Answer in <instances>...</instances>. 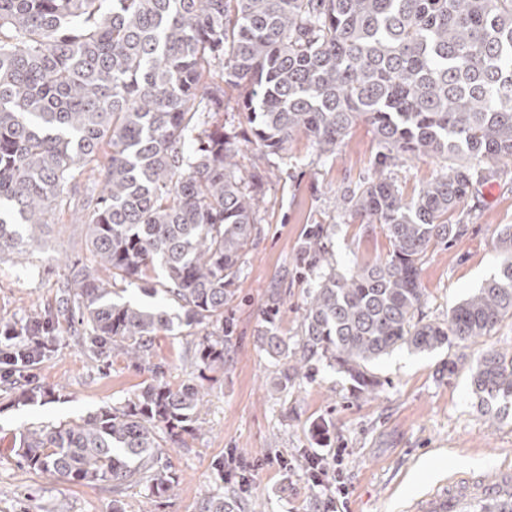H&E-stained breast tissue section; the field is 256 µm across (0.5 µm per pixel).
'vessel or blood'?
I'll list each match as a JSON object with an SVG mask.
<instances>
[{
	"label": "vessel or blood",
	"instance_id": "obj_1",
	"mask_svg": "<svg viewBox=\"0 0 512 512\" xmlns=\"http://www.w3.org/2000/svg\"><path fill=\"white\" fill-rule=\"evenodd\" d=\"M410 512H512V465L492 475L456 473L413 502Z\"/></svg>",
	"mask_w": 512,
	"mask_h": 512
}]
</instances>
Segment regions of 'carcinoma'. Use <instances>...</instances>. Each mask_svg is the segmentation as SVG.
<instances>
[{
  "mask_svg": "<svg viewBox=\"0 0 512 512\" xmlns=\"http://www.w3.org/2000/svg\"><path fill=\"white\" fill-rule=\"evenodd\" d=\"M241 86L248 142L279 154L296 135L332 152L359 121L384 153L440 158L407 198L389 177L353 193V211L383 225L384 258L336 271L314 225L299 261L321 266L293 349L277 335L276 299L260 338L286 360V390L325 361L361 391L367 365L405 345L430 352L489 336L512 317V260L443 320L426 321L420 267L430 245L464 225L451 214L512 161V0H0V255H22L71 207L80 181L89 256L60 285L54 318L5 327L29 338L77 320L88 347L145 360L160 332L205 334L198 379L148 385L120 407L30 426L24 464L85 483L176 480L164 448L199 430L206 372L224 368V306L255 230L262 177L242 175L236 130L209 124L222 84ZM161 269L162 276L156 275ZM120 283L177 308L112 298ZM483 402L512 399V351L466 358Z\"/></svg>",
  "mask_w": 512,
  "mask_h": 512,
  "instance_id": "obj_1",
  "label": "carcinoma"
}]
</instances>
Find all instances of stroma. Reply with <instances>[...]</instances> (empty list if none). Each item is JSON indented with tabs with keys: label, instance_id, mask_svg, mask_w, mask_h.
<instances>
[{
	"label": "stroma",
	"instance_id": "1",
	"mask_svg": "<svg viewBox=\"0 0 512 512\" xmlns=\"http://www.w3.org/2000/svg\"><path fill=\"white\" fill-rule=\"evenodd\" d=\"M372 127L358 123L331 155L319 156L304 137L270 156L241 146L243 175L263 173L256 230L241 265L236 294L224 310L232 333L224 341V369L205 382L197 408L200 429L186 446L166 449L173 493L156 497L145 484L112 492L101 484L58 480L22 466L14 436L30 425L59 424L135 399L145 385L178 386L195 374L194 344L186 336L158 337L151 358L93 355L80 332L56 329L53 348L18 382L0 381V512H203L206 502L231 501L234 512H406L411 502L455 472L492 473L512 463V406L501 412L472 392L467 370L449 375L448 361L494 345L512 348V319L468 346L432 352L402 347L370 365L375 393H361L343 373L320 367L280 391V362L262 348L263 310L279 300L278 333L289 345L300 338L306 298L318 273L300 268L306 230L329 227L325 240L341 273L385 257L390 244L380 226L351 215L353 191L386 174L404 194L440 172L439 160L405 156L379 170ZM464 234L429 248L420 271L423 316L441 320L464 298L497 276L506 254L499 232L512 225V163L501 166L456 215ZM85 228L70 212L25 259L0 260V323L21 324L56 306L58 282L71 261L84 258ZM43 390L24 405L22 391ZM343 449L336 457L335 449ZM328 472L342 470L345 494L314 484L311 450Z\"/></svg>",
	"mask_w": 512,
	"mask_h": 512
}]
</instances>
